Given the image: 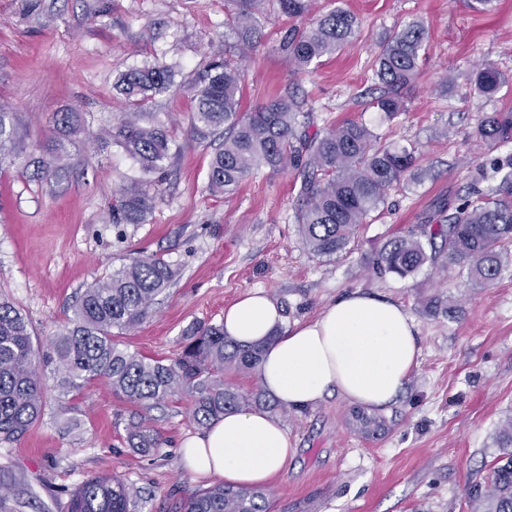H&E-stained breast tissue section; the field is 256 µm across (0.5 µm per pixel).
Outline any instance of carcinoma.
<instances>
[{
    "instance_id": "obj_1",
    "label": "carcinoma",
    "mask_w": 512,
    "mask_h": 512,
    "mask_svg": "<svg viewBox=\"0 0 512 512\" xmlns=\"http://www.w3.org/2000/svg\"><path fill=\"white\" fill-rule=\"evenodd\" d=\"M271 1L282 14L306 19L304 26L287 30L281 40L282 50L301 72L335 54L358 31L357 18L341 5L318 14L316 0H229L234 5L231 29L243 44L258 41L261 19ZM426 43V28L419 22L405 25L379 43L374 70L378 95L371 97L368 107L388 120L405 111V94L420 77ZM173 78V67L156 61L120 74L114 83L132 111L112 127V144L135 161L144 175L113 200L114 224H144L153 211L151 176L162 173L172 138L167 127L150 119L142 107L168 90ZM240 81L239 69L226 60L213 64L193 86V132L207 138L224 130V142L210 161L209 189L230 196L259 166L291 169L300 178L294 221L301 244L317 257L348 252L360 226L373 220L388 192L415 166L418 147L379 145L378 136L354 120L312 132V103L288 85L253 111L243 112ZM504 84V75L493 64L484 63L471 73L466 95L491 96ZM55 125L62 136L74 135L83 125L82 113L58 112ZM474 136L491 149L512 143V112L486 113ZM14 151L10 113L0 111V163L11 159ZM65 156L64 143L59 141L37 161V171L46 178L59 176ZM489 169L484 178L500 174L502 184H512V153L492 159ZM501 192L502 188L491 186L439 206L434 219L387 243L376 259L377 273L406 277L438 253L466 274L467 283L495 282L504 267L500 246L512 241V199ZM173 278V269L163 259L143 253L131 257L83 291L46 352L34 345L20 309L1 299L0 439L19 438L41 417L48 370L64 393L102 380L127 402L146 410L187 395L192 399L193 418L203 428L229 409L260 404L272 411L284 409L260 390L244 395L224 385V370L256 369L262 349L237 343L226 336L222 324L194 327L181 356L169 364L131 353L112 338L114 329L127 332L143 323ZM355 422L368 436L385 425L384 420L363 413L355 415ZM125 430L129 446L140 453L162 447L160 434L137 412L129 416ZM495 442L502 453L488 477L469 485L465 499L469 512H512V417L499 425ZM67 512H136V500L123 480L97 475L74 490ZM184 512H269V504L259 489L215 485L198 492Z\"/></svg>"
}]
</instances>
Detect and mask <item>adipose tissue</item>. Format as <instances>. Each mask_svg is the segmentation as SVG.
Here are the masks:
<instances>
[{"label": "adipose tissue", "instance_id": "1", "mask_svg": "<svg viewBox=\"0 0 512 512\" xmlns=\"http://www.w3.org/2000/svg\"><path fill=\"white\" fill-rule=\"evenodd\" d=\"M224 332L262 344L257 375L280 402L302 408L332 394L367 407L390 404L419 364L416 327L397 303L354 291L313 321L287 325L267 293L245 294L224 310ZM195 474L230 486H262L292 455L288 431L268 410L225 412L181 445Z\"/></svg>", "mask_w": 512, "mask_h": 512}]
</instances>
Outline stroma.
I'll return each mask as SVG.
<instances>
[{
	"instance_id": "obj_1",
	"label": "stroma",
	"mask_w": 512,
	"mask_h": 512,
	"mask_svg": "<svg viewBox=\"0 0 512 512\" xmlns=\"http://www.w3.org/2000/svg\"><path fill=\"white\" fill-rule=\"evenodd\" d=\"M356 36L310 73L281 50L295 19L269 14L256 46L225 33V0H0V105L14 114L16 157L0 166V295L45 344L72 314L87 285L127 264L134 252L163 258L176 276L154 313L117 333L130 352L176 360L184 334L221 323L240 296L263 290L287 322L309 321L359 289L399 303L413 318L422 353L396 401L376 409L379 434L356 429L355 403L334 395L279 418L294 453L264 491L270 512H467L469 483L483 480L500 450L498 424L512 416V242L493 284L474 287L445 258L401 277L376 274L384 246L425 223L440 200L486 188L483 166L495 153L473 131L486 112L512 111V0L480 10L475 0H345ZM428 30L422 76L391 121L369 108L377 45L410 21ZM230 60L241 73L242 109L291 85L314 104L315 128L354 119L383 143L414 142V176L393 188L362 225L348 254L320 258L300 243L293 218V171L253 170L231 196L208 189L217 146L190 130L191 85L210 64ZM155 60L177 65L169 90L144 106L177 145L154 187L146 223L116 224L112 202L137 179V166L110 132L127 112L116 77ZM494 62L508 82L489 97H469L472 69ZM447 92H440V81ZM75 110L85 127L67 148L61 180L34 177L53 116ZM450 311H431L432 298ZM131 404L103 383L59 394L46 378L44 412L27 433L0 442V512H66L72 492L99 474L136 490L137 512H183L208 479L186 467L180 443L198 434L190 397L145 411L164 439L158 452L129 447Z\"/></svg>"
}]
</instances>
